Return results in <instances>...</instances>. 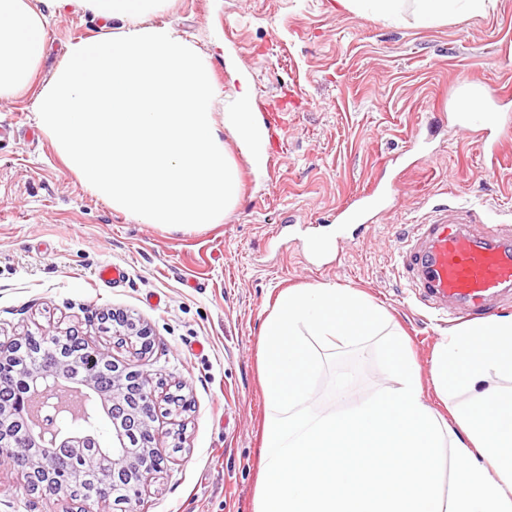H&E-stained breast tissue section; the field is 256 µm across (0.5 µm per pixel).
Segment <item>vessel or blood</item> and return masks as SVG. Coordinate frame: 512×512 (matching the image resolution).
I'll return each instance as SVG.
<instances>
[{
    "mask_svg": "<svg viewBox=\"0 0 512 512\" xmlns=\"http://www.w3.org/2000/svg\"><path fill=\"white\" fill-rule=\"evenodd\" d=\"M373 185L353 206L336 213L347 224L381 202ZM473 210L464 204L432 207L401 247L403 275L430 307L490 319L499 299L512 295V233L473 234Z\"/></svg>",
    "mask_w": 512,
    "mask_h": 512,
    "instance_id": "vessel-or-blood-1",
    "label": "vessel or blood"
}]
</instances>
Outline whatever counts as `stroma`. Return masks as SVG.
<instances>
[{
	"mask_svg": "<svg viewBox=\"0 0 512 512\" xmlns=\"http://www.w3.org/2000/svg\"><path fill=\"white\" fill-rule=\"evenodd\" d=\"M46 31L28 89L0 99V344L28 333L79 332L130 370L156 373L163 468L139 488L134 512H254L265 399L260 333L276 295L330 285L364 293L403 333L429 371L456 322L427 308L401 275L399 248L432 206L468 199L487 230L512 232V133L501 169L483 168L474 128H458L461 80L512 79V0L428 27L336 10L333 0H167L151 24L178 29L210 60L216 84L249 80L254 110L283 115L261 165L232 138L242 190L220 223L191 232L141 224L87 188L38 125L35 101L69 47L118 31L78 4L31 0ZM378 177L397 179L392 208L369 225L337 224L336 209ZM333 236L312 253L303 227ZM124 267L108 286L100 266ZM147 323L152 347L118 345L99 317ZM384 339L321 350L315 380L324 403L337 376L357 396L392 384ZM187 410L171 409L168 394ZM64 494L30 491L0 465V512H76Z\"/></svg>",
	"mask_w": 512,
	"mask_h": 512,
	"instance_id": "35a3bbf8",
	"label": "stroma"
}]
</instances>
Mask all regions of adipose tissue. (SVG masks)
I'll return each mask as SVG.
<instances>
[{
	"label": "adipose tissue",
	"instance_id": "ef3b65f1",
	"mask_svg": "<svg viewBox=\"0 0 512 512\" xmlns=\"http://www.w3.org/2000/svg\"><path fill=\"white\" fill-rule=\"evenodd\" d=\"M339 9L430 26L485 13L488 0H335ZM30 0H0V98L25 91L44 53ZM391 323L363 294L329 285L289 288L261 330L266 403L254 512H512V314L456 327L429 371L397 339L386 355L393 384L354 401L338 380L313 411L317 338L357 344ZM430 378L447 407L424 398Z\"/></svg>",
	"mask_w": 512,
	"mask_h": 512
}]
</instances>
